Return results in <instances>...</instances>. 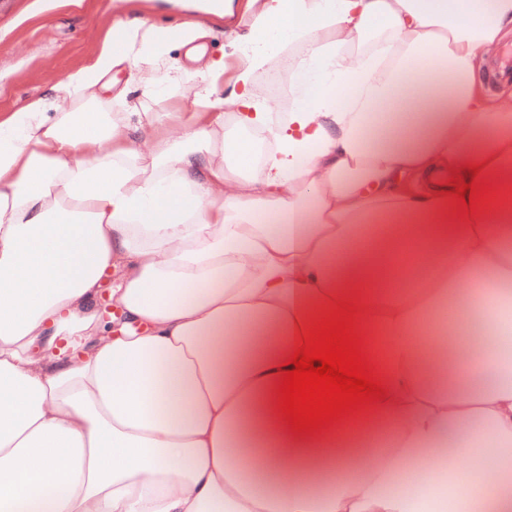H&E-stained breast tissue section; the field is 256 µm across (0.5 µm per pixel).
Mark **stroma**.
<instances>
[{"label":"stroma","mask_w":512,"mask_h":512,"mask_svg":"<svg viewBox=\"0 0 512 512\" xmlns=\"http://www.w3.org/2000/svg\"><path fill=\"white\" fill-rule=\"evenodd\" d=\"M123 0H0V113L15 112L70 70L84 65L116 22Z\"/></svg>","instance_id":"1"}]
</instances>
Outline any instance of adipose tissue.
Segmentation results:
<instances>
[{"label": "adipose tissue", "mask_w": 512, "mask_h": 512, "mask_svg": "<svg viewBox=\"0 0 512 512\" xmlns=\"http://www.w3.org/2000/svg\"><path fill=\"white\" fill-rule=\"evenodd\" d=\"M237 13L211 58L128 21L0 114V512H512V96L475 78L512 0ZM343 304L385 398L297 432L286 363ZM191 101L190 88L186 85L177 92L164 91L147 99L141 109L145 112H170L171 119L178 120L182 116L181 112L190 108Z\"/></svg>", "instance_id": "obj_1"}]
</instances>
